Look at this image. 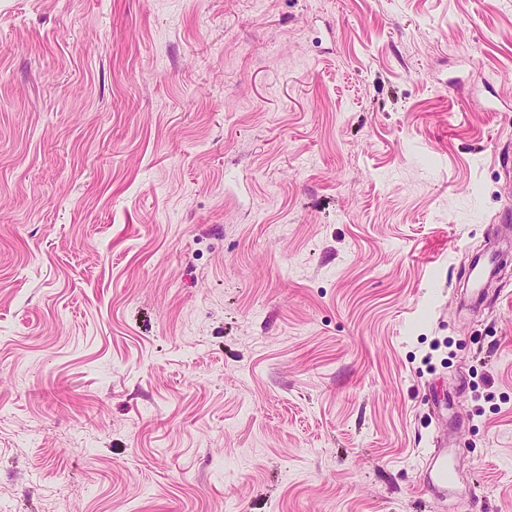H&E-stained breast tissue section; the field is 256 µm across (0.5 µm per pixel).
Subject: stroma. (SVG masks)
I'll return each mask as SVG.
<instances>
[{
    "label": "stroma",
    "instance_id": "obj_1",
    "mask_svg": "<svg viewBox=\"0 0 512 512\" xmlns=\"http://www.w3.org/2000/svg\"><path fill=\"white\" fill-rule=\"evenodd\" d=\"M500 155L512 0H0V512H512ZM498 262L499 256L494 251H488L480 257L473 258L469 264V279L472 278L471 287L475 290H480L486 268L491 265H497ZM431 452L426 456L424 462L425 481L424 485L438 494H445L448 485L452 483L451 471L448 469V461L436 456Z\"/></svg>",
    "mask_w": 512,
    "mask_h": 512
}]
</instances>
